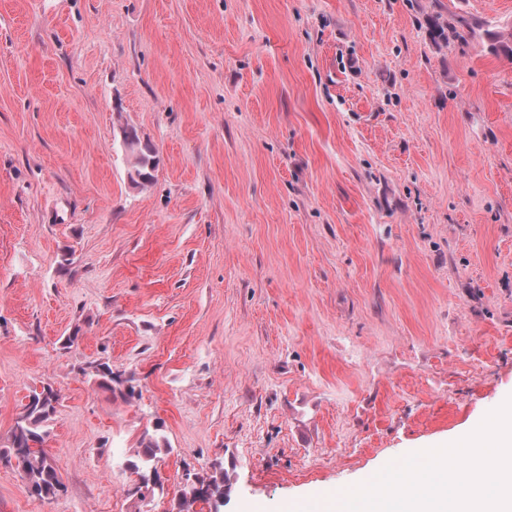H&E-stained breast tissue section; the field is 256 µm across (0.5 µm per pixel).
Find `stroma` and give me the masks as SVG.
<instances>
[{
    "label": "stroma",
    "instance_id": "1",
    "mask_svg": "<svg viewBox=\"0 0 512 512\" xmlns=\"http://www.w3.org/2000/svg\"><path fill=\"white\" fill-rule=\"evenodd\" d=\"M475 34L431 43L437 5ZM512 0H0V512H282L512 396ZM160 159L128 178L122 130ZM75 336L64 347L67 336ZM131 375L125 399L84 369ZM164 494L129 496L144 432ZM28 398L11 430L9 446L0 448V460L10 463L14 459L29 493L50 499L61 491L62 483L44 445L50 437L49 423L57 413L60 394L52 384L43 383ZM225 482L224 468L219 462L213 463L209 472L194 474L191 481L188 476L176 499V512H194L193 507L200 501L211 503L217 508L214 512H220L224 505Z\"/></svg>",
    "mask_w": 512,
    "mask_h": 512
}]
</instances>
